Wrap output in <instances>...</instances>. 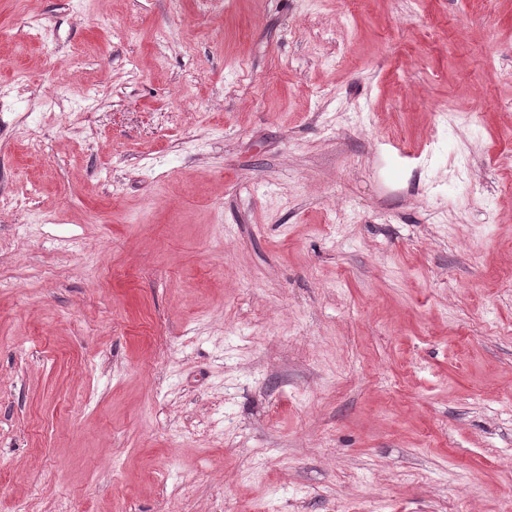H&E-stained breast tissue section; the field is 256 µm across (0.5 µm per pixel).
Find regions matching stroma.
<instances>
[{"instance_id": "stroma-1", "label": "stroma", "mask_w": 512, "mask_h": 512, "mask_svg": "<svg viewBox=\"0 0 512 512\" xmlns=\"http://www.w3.org/2000/svg\"><path fill=\"white\" fill-rule=\"evenodd\" d=\"M510 69L512 0H0V512H512Z\"/></svg>"}]
</instances>
